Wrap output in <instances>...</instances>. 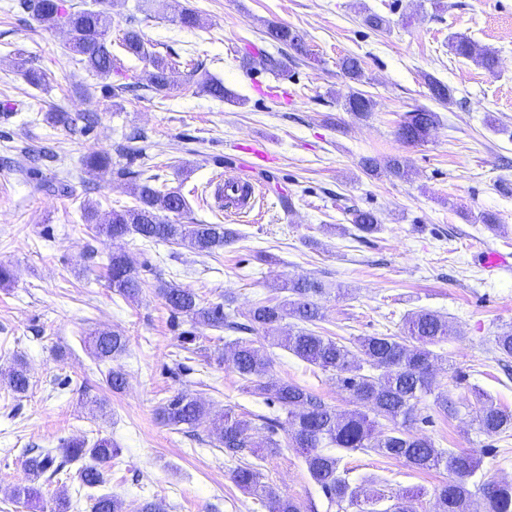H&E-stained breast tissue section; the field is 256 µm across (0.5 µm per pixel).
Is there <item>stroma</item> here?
<instances>
[{"instance_id": "35a3bbf8", "label": "stroma", "mask_w": 512, "mask_h": 512, "mask_svg": "<svg viewBox=\"0 0 512 512\" xmlns=\"http://www.w3.org/2000/svg\"><path fill=\"white\" fill-rule=\"evenodd\" d=\"M181 2L198 12L200 27L173 22L164 0H108L113 30L136 17L153 52L177 61L178 90L168 94L147 89L148 62L124 56L139 90L115 102L96 91V78L74 69L65 27L15 16L10 0H0V101L11 102L9 115L0 116V263L13 272L0 286V512H29L9 499L25 482L28 449L76 437H106L121 448L104 490L121 499L124 512L160 498L168 512H266L235 486L236 463L218 448L211 419L229 407L262 415L269 409L229 364L217 363L231 354L228 333L172 317L155 291L162 282L195 289L208 303L232 296L244 311L281 301L273 285L282 278L329 281L342 293L320 297L322 332L349 342L401 335L405 316L420 310L443 315L455 334L441 346L436 372L454 411L444 414L424 399L418 412L433 422L413 431L440 448L484 449L483 480L512 483V429L479 433L469 398L476 384L512 410V376L494 350L495 336L512 329V268L489 271L479 258L486 249L512 253V0H443L439 11L432 0ZM369 12L385 16L388 28L365 26ZM271 22L295 30L308 50L284 49V76L244 56ZM456 33L497 51L496 72L449 54ZM21 54L48 73L46 86L34 89L17 72ZM349 54L360 57L361 89L376 103L366 118L342 106L349 88L338 62ZM200 71L223 81L236 103L200 92ZM427 73L452 88L454 104L431 99ZM56 104L95 113L97 122L88 131L51 126L44 115ZM419 107L438 112L440 122L427 142L403 144L397 125ZM133 132L146 136L160 184L187 197L181 223L224 224L238 237L207 256L147 246L135 235L114 242L96 236L82 218L83 201L105 214L135 199L126 179L91 181L81 159L97 150L110 154L113 167L125 166L117 146ZM254 142L270 161L245 153ZM44 149L51 159L30 168L25 151ZM388 155L408 159L409 180L363 170V158ZM245 164L265 194L249 222L214 198L220 176ZM64 176L70 195L47 191ZM352 206L377 214L383 231L366 240L344 231V210ZM484 211L498 216L496 230L480 223ZM115 250L140 273L137 300L109 286L103 264ZM103 329L129 340L127 352L107 365L84 343ZM189 330L206 357H176ZM269 353L270 378L307 388L337 412L352 410L335 376L284 349ZM18 360L32 382L21 397L6 387ZM111 369L126 375L122 392L106 383ZM181 393L201 397L210 410L192 438L156 418L158 407ZM342 464L352 485L370 479L386 495L411 494L414 512H434V491L448 478L446 470L419 472L372 452L344 453ZM260 465L265 482L292 496L301 512H337L297 449L266 454Z\"/></svg>"}]
</instances>
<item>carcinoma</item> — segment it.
<instances>
[{"label":"carcinoma","mask_w":512,"mask_h":512,"mask_svg":"<svg viewBox=\"0 0 512 512\" xmlns=\"http://www.w3.org/2000/svg\"><path fill=\"white\" fill-rule=\"evenodd\" d=\"M15 8L31 14L35 20L49 27L62 25L68 28L71 49L76 64L87 73L102 80L104 94L120 98L135 87L127 82L121 59L112 50L111 18L104 9L69 11L63 0H18ZM267 38L277 44L302 54V39L287 26L272 24ZM120 49L134 57L146 60L152 66L149 73L150 87L157 92H170L171 63L149 50V42L136 25V19L127 20L119 38ZM448 48L457 58L470 60L489 73L498 67L494 50L481 47L463 34L448 39ZM340 70L355 84L363 82L365 74L356 56L341 59ZM22 75L33 88L40 89L49 80L41 68L20 63ZM425 82L431 97L448 104L453 100V89L430 75ZM199 88L210 97L231 103L238 102L235 95L224 88V83L206 76L198 82ZM343 106L349 112L367 116L374 110V101L361 90L350 88ZM45 120L62 126H72L77 121L90 129L95 119L90 114L74 117L64 108L45 115ZM436 112L416 108L405 113L397 136L407 144H420L438 124ZM146 137L132 133L122 146L123 156L129 163L139 162L138 168L122 167L117 176L127 177L132 183L135 204L122 210H112L108 218L99 220L98 209L88 201L83 204L86 223L95 225V232L111 240L135 234L145 242H166L184 245L199 254H211L230 241L236 232L222 224H179L168 215L180 216L188 204L180 192L156 186L157 175L146 166L148 159ZM87 173L96 176L107 172L112 158L103 152L91 151L83 160ZM363 169L369 172L383 170L394 178L409 175L407 161L399 156L382 161L366 157ZM350 221L356 238L364 239L381 230L377 216L370 211L349 210ZM109 285L119 295L135 299L142 290L138 270L126 254L114 252L107 256ZM284 293L280 302L259 301L245 312L233 307V298L224 302L205 304L191 288L162 283L159 294L173 315L186 317L195 326L210 327L236 335L232 340L233 370L249 384L252 393L265 402L279 404L285 418L259 414L238 413L232 408L213 420L219 447L224 455L239 461L233 470V481L243 493L258 499L267 512H300L299 506L286 494H280L266 483L258 465L242 460L251 448H265L270 453L282 447L298 448L310 476L320 485L330 504L343 508L358 504L361 490L352 486L347 470L341 467L342 457L331 452H375L395 459L409 468L428 472L444 468L450 478L435 491V512H512V484L482 482L471 485L470 479L481 468L482 451L438 448L435 443L412 432L416 423L418 404L427 396L440 410L448 411V392L442 388L433 373V364L439 358L434 348L447 342L451 336L448 320L432 311H420L405 318L404 333L413 340L407 345L398 336L377 334L363 336L351 349L332 336L316 330L324 320V313L316 298L330 293L329 286L314 277L284 279L274 285ZM293 318L296 323L286 328L283 321ZM275 331V336H265L259 341L252 335L259 331ZM282 347L300 360L336 376L340 386L353 399L355 409L343 414L325 404L306 388L288 381L265 379L272 367V358L266 344ZM496 360L504 365L512 359V331L495 337ZM128 340L119 331H104L92 336L90 350L94 360L104 364L124 353ZM381 374L375 375L373 371ZM31 386L25 363L14 364L8 376V387L14 395L26 393ZM472 394L479 404L476 421L480 432L491 436L512 429V412L501 408L490 394L478 386ZM158 419L168 428L182 434H192L207 417L208 409L200 399L179 394L162 404ZM262 428L268 435L254 440V430ZM283 430L285 441L276 439ZM121 454L109 438L65 441L58 448H38L27 451L25 469L27 483L16 488L14 498L36 506L43 501V486L75 462H82L76 471L78 490L95 489L107 482L108 467ZM361 512H413L404 497L396 503L385 505V494L377 491L365 495ZM91 512H122V502L110 494L90 496Z\"/></svg>","instance_id":"1"}]
</instances>
